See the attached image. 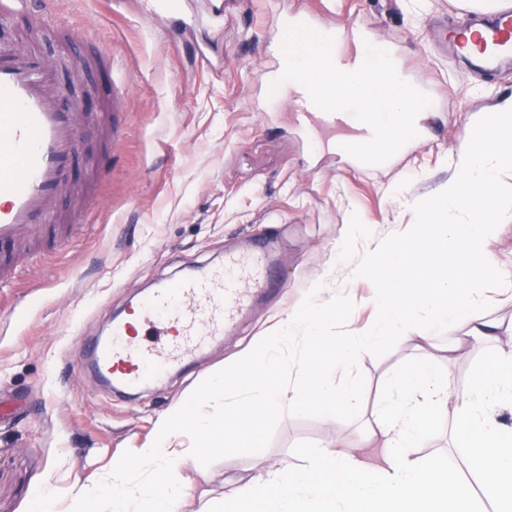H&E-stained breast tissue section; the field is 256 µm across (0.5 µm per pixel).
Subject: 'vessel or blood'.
I'll list each match as a JSON object with an SVG mask.
<instances>
[{
    "instance_id": "vessel-or-blood-1",
    "label": "vessel or blood",
    "mask_w": 512,
    "mask_h": 512,
    "mask_svg": "<svg viewBox=\"0 0 512 512\" xmlns=\"http://www.w3.org/2000/svg\"><path fill=\"white\" fill-rule=\"evenodd\" d=\"M470 40L455 41L456 54L495 71L512 61V8L475 12ZM300 124L350 130L347 113L319 106L317 89L294 95ZM77 112L64 104L55 73L41 56L0 40V282L21 272L20 247L60 238L61 204L77 157ZM280 276L270 261V244L256 241L243 255L223 264L193 269L159 282L124 317L76 351L79 367L91 369L105 384L136 390L162 380L173 369L196 361L198 353L223 335L238 314L259 295L272 294Z\"/></svg>"
}]
</instances>
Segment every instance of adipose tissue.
I'll use <instances>...</instances> for the list:
<instances>
[{"instance_id": "adipose-tissue-1", "label": "adipose tissue", "mask_w": 512, "mask_h": 512, "mask_svg": "<svg viewBox=\"0 0 512 512\" xmlns=\"http://www.w3.org/2000/svg\"><path fill=\"white\" fill-rule=\"evenodd\" d=\"M288 69L318 89L325 107H344L375 123L373 140L339 137L343 151L389 154L423 118L410 88L383 53L365 42L338 35L317 50L299 47L289 55ZM437 211L448 213L449 222L436 223ZM511 224L512 97H505L470 122L454 172L437 191L433 209L395 238L373 240L351 270V278L371 277L380 291L379 315L368 330L338 342L323 329L325 308L299 305L284 319L281 336L259 339L232 368L211 378L207 392L223 397V414L198 417L189 400L175 406L159 419L153 446L141 449L135 462H113L111 481L78 490L70 512H103L107 503L112 512H127L124 492L143 464L151 465L149 482L162 492L143 497L139 512H176L183 492L174 461L239 447L267 416L287 409L314 406L331 420L355 409L358 388L336 382L321 362L353 366L387 336L416 356L390 378L357 444L313 454L304 469L268 470L241 484L234 497L240 512H477L474 497L456 479L411 453L430 434L431 421L451 407L458 432L467 437L471 470L493 495L497 512H512V344L501 342L502 336L512 337V323L503 324L473 289L485 279L512 289V270L490 247ZM443 327L453 333L449 356L473 342L495 345L494 367L476 386H451L419 357L423 342ZM295 341L314 355L286 384L280 378V353ZM187 434L191 445L176 450L174 441ZM375 446L385 457L373 468L364 451Z\"/></svg>"}]
</instances>
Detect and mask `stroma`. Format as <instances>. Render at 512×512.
I'll use <instances>...</instances> for the list:
<instances>
[{"label":"stroma","mask_w":512,"mask_h":512,"mask_svg":"<svg viewBox=\"0 0 512 512\" xmlns=\"http://www.w3.org/2000/svg\"><path fill=\"white\" fill-rule=\"evenodd\" d=\"M467 7L468 0H224L216 18L206 0H48L57 19L79 25V42L111 51V68L83 70L77 44L31 41L29 15L0 23V36L36 47L61 86L79 88L83 137L72 184L88 193L86 206L68 205L72 238L30 255L22 281L0 287V401L15 405L0 415V512H32L39 491L67 512L74 492L108 482L113 459L136 457L160 416L182 400L195 399L201 416L223 412V398L205 393L208 377L258 337L275 335L297 304H344L345 316L325 321L341 342L371 326L378 290L349 280L347 270L372 238L420 222L453 172L468 123L512 96V64L482 74L447 48ZM287 12L363 31L393 50L434 98L421 132L385 161L362 164L330 136L297 127L288 88L270 87L286 52L276 24ZM112 83L128 89L116 105L105 97ZM104 112L120 126L119 140L95 123ZM348 224L359 225L357 235H345ZM270 236L282 293L258 300L192 367L128 398L75 365L79 343L100 336L156 280L221 263ZM406 362L397 340L382 341L362 363L334 373L362 390L359 409L337 420L315 407L272 414L241 447L184 459L177 512H225L238 482L264 469L304 468L336 440H355L377 392ZM492 365V349L479 344L433 363L462 388ZM455 423V412L441 416L416 455L450 468L466 451L452 438Z\"/></svg>","instance_id":"stroma-1"}]
</instances>
